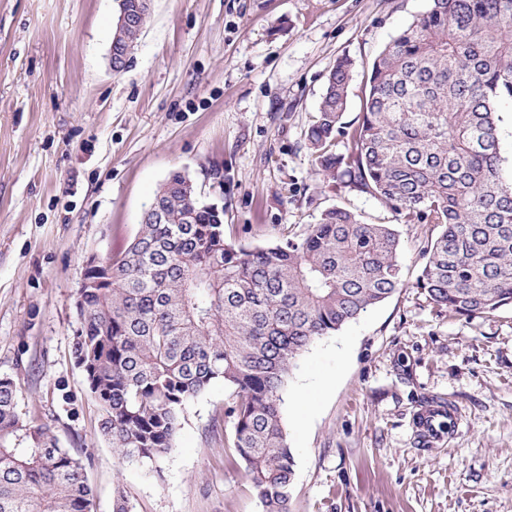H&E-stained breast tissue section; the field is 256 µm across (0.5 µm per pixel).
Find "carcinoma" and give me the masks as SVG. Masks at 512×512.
Segmentation results:
<instances>
[{
  "label": "carcinoma",
  "instance_id": "carcinoma-1",
  "mask_svg": "<svg viewBox=\"0 0 512 512\" xmlns=\"http://www.w3.org/2000/svg\"><path fill=\"white\" fill-rule=\"evenodd\" d=\"M372 62L359 121L346 125L354 62L336 59L305 137L318 173L439 233L416 287L466 318L512 305V183L498 105L512 100V0H429ZM144 24L150 5L122 0ZM142 28H113V49ZM343 145L344 151H333ZM128 250L87 260L72 357L122 464L175 448L186 404L221 380L234 455L262 512H291L295 459L282 393L298 358L403 286L400 238L344 208L296 239L236 247L224 211L181 172ZM85 468L51 429L24 420L0 378V512H93Z\"/></svg>",
  "mask_w": 512,
  "mask_h": 512
}]
</instances>
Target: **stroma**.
Here are the masks:
<instances>
[{"instance_id": "35a3bbf8", "label": "stroma", "mask_w": 512, "mask_h": 512, "mask_svg": "<svg viewBox=\"0 0 512 512\" xmlns=\"http://www.w3.org/2000/svg\"><path fill=\"white\" fill-rule=\"evenodd\" d=\"M428 0H152L127 68L109 65L116 0H0V377L18 409L81 460L95 512H261L212 420L223 382L191 400L170 454L119 465L71 356L89 257L125 253L171 172L224 208L226 242L302 235L333 207L400 234L405 285L300 358L282 413L292 512H512V307L465 318L415 281L438 230L317 175L305 132L336 58L367 69ZM452 401L460 436L414 419Z\"/></svg>"}]
</instances>
